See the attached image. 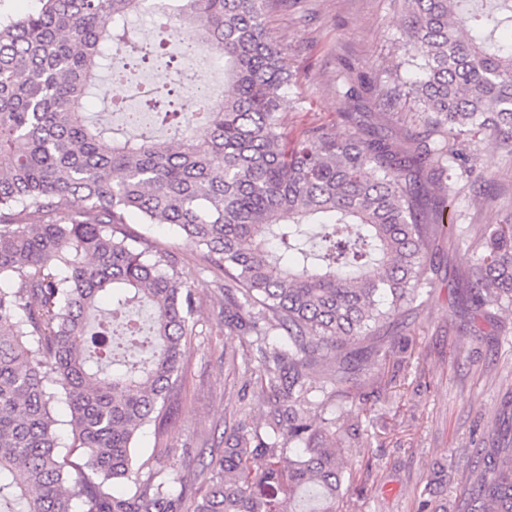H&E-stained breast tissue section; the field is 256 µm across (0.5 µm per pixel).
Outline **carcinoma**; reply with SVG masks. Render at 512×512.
<instances>
[{
  "label": "carcinoma",
  "instance_id": "obj_1",
  "mask_svg": "<svg viewBox=\"0 0 512 512\" xmlns=\"http://www.w3.org/2000/svg\"><path fill=\"white\" fill-rule=\"evenodd\" d=\"M0 18V504L23 512H183L192 491L141 478L138 432L171 420L196 296L164 249L129 235L170 224L229 281L224 329L255 337L258 379L274 400L266 437L240 425L210 462L192 512H341L354 478L336 427L308 412V370L323 352L396 321L432 285L430 228L450 196L490 173L461 139L512 146V0H402V80L390 99L425 109L404 147L357 112L339 136L315 125L293 143L281 110L287 58L269 36L270 0H171L164 28H189L185 53L224 56V101L184 112L162 89L130 135L84 110L109 47L128 57L165 44L128 38L146 0H38ZM82 206L76 208L73 203ZM472 319L512 308V222L487 224ZM64 403L71 444L53 405ZM26 476L16 481V473ZM457 512H512V432L476 449ZM417 512H448V464Z\"/></svg>",
  "mask_w": 512,
  "mask_h": 512
}]
</instances>
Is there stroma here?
<instances>
[{
  "mask_svg": "<svg viewBox=\"0 0 512 512\" xmlns=\"http://www.w3.org/2000/svg\"><path fill=\"white\" fill-rule=\"evenodd\" d=\"M400 12L399 0H277L266 26L295 74L284 104L289 136L314 124L345 135L343 111L363 113L366 124L404 144L420 130V105L391 106L382 93L393 78L407 75L399 66ZM352 85L361 97L343 101ZM460 149L494 180L461 184L449 199L445 223L431 238L438 268L432 288L374 336L350 341L344 388H322L336 368L335 352L309 372L317 388L310 413L339 428V456L361 486L343 512H416L420 492L442 461L449 464L448 495L456 497L479 441L501 424L502 400L512 396V315L495 310L474 322L459 300L481 253L484 225L502 218L487 198L512 206V152L493 147L486 134L461 142ZM127 231L172 251L180 278L198 298L173 425L161 437L145 426L137 459L143 472L200 486L234 424L266 430V394L228 363L255 358L256 351L251 337L225 334L223 279L204 270L193 243L164 226L133 221Z\"/></svg>",
  "mask_w": 512,
  "mask_h": 512,
  "instance_id": "35a3bbf8",
  "label": "stroma"
}]
</instances>
